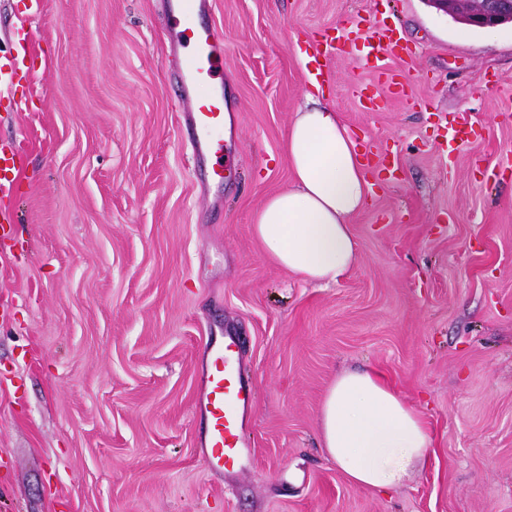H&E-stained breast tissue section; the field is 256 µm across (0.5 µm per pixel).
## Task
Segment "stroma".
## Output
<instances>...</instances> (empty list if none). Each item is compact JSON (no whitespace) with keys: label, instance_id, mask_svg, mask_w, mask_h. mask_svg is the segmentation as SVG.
Here are the masks:
<instances>
[{"label":"stroma","instance_id":"stroma-1","mask_svg":"<svg viewBox=\"0 0 512 512\" xmlns=\"http://www.w3.org/2000/svg\"><path fill=\"white\" fill-rule=\"evenodd\" d=\"M162 3L0 0V58L19 64L0 97L16 213L0 223V512H512V24L427 0H212L231 114L224 180L204 183ZM387 11L414 52L387 60L406 99L376 84L361 43L322 59L352 135L398 172L350 221L357 267L319 286L265 258L253 215L291 181L301 49ZM460 112L470 138L443 156L438 129ZM227 336L252 385L249 452L217 472L196 397L207 339ZM361 367L432 437L385 494L318 446L324 394Z\"/></svg>","mask_w":512,"mask_h":512}]
</instances>
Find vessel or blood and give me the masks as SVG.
Wrapping results in <instances>:
<instances>
[{"label":"vessel or blood","instance_id":"obj_1","mask_svg":"<svg viewBox=\"0 0 512 512\" xmlns=\"http://www.w3.org/2000/svg\"><path fill=\"white\" fill-rule=\"evenodd\" d=\"M209 8L208 0H164L163 24L170 46L182 60L174 76L179 109L183 114L182 134L197 157L217 161L210 177L222 180L224 159V46L213 27L195 23V15ZM362 41L364 57L376 70V77L398 98L405 97V85L398 75L382 65L384 57L396 56L407 46L401 30L387 21L368 29L340 30L324 38L325 53L349 42ZM469 122L459 117L446 124L444 139L448 151H456L469 137ZM235 339L208 341L201 356L202 386L197 410L206 426L200 451L213 468L239 464L247 449L242 437L250 403V390L236 352Z\"/></svg>","mask_w":512,"mask_h":512}]
</instances>
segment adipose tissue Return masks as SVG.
Here are the masks:
<instances>
[{
  "instance_id": "1",
  "label": "adipose tissue",
  "mask_w": 512,
  "mask_h": 512,
  "mask_svg": "<svg viewBox=\"0 0 512 512\" xmlns=\"http://www.w3.org/2000/svg\"><path fill=\"white\" fill-rule=\"evenodd\" d=\"M305 99L284 143L291 183L255 212L252 231L268 260L327 286L358 264L349 221L369 204L372 182L327 95L317 90ZM319 417L320 448L353 484L372 492L401 486L432 445L422 417L378 371L338 375Z\"/></svg>"
}]
</instances>
